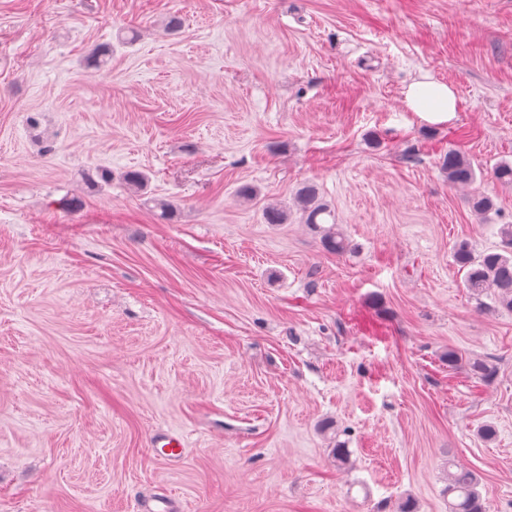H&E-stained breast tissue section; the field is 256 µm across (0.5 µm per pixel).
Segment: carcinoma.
Segmentation results:
<instances>
[{
  "instance_id": "obj_1",
  "label": "carcinoma",
  "mask_w": 512,
  "mask_h": 512,
  "mask_svg": "<svg viewBox=\"0 0 512 512\" xmlns=\"http://www.w3.org/2000/svg\"><path fill=\"white\" fill-rule=\"evenodd\" d=\"M443 166L448 170V184L453 187L472 186L477 181L472 162L457 150H448ZM296 201L306 224H320L322 216L331 214L319 198L317 187L310 182L299 188ZM468 205L474 213L484 217L496 211L493 197L477 189L468 197ZM498 237V245L481 252L475 251L469 241L461 240L454 246L453 259L464 271L465 287L475 299L490 295L496 308L512 312V224L500 225ZM324 243L336 254L350 250L349 240L334 223L326 230ZM446 358L450 368L466 363L470 374L482 381L495 376L496 367L488 359L472 358L465 362L453 349L448 350ZM448 468V512H485L477 475L471 471H455L451 462Z\"/></svg>"
}]
</instances>
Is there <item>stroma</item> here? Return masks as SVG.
<instances>
[{
  "label": "stroma",
  "instance_id": "35a3bbf8",
  "mask_svg": "<svg viewBox=\"0 0 512 512\" xmlns=\"http://www.w3.org/2000/svg\"><path fill=\"white\" fill-rule=\"evenodd\" d=\"M504 161L512 0H0V512H448L450 458L512 512V313L452 257L512 224ZM417 81L407 88L404 101L406 107L420 119L432 124L448 122V115L457 110L455 89L445 82ZM443 166L448 170V183L453 187L473 186L477 181L476 170L463 153L450 149L443 159ZM296 201L305 224H328L322 221L321 216H331V211L319 198L317 187L313 183H305L299 188Z\"/></svg>",
  "mask_w": 512,
  "mask_h": 512
}]
</instances>
